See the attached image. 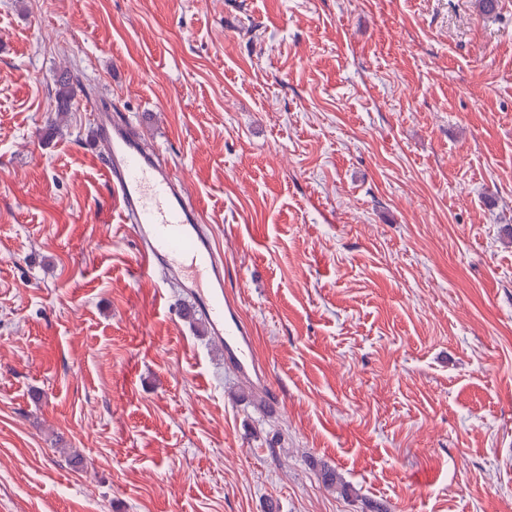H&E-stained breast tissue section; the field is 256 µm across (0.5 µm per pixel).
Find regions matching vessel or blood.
<instances>
[{
	"instance_id": "vessel-or-blood-1",
	"label": "vessel or blood",
	"mask_w": 512,
	"mask_h": 512,
	"mask_svg": "<svg viewBox=\"0 0 512 512\" xmlns=\"http://www.w3.org/2000/svg\"><path fill=\"white\" fill-rule=\"evenodd\" d=\"M95 119L110 200L139 246V275L159 286L160 298H167L174 284L189 294L193 313L204 317L223 345L225 363L252 382L269 407H278L279 394L257 368L253 330L224 298V257L214 235L203 228L200 207L186 202L170 167L142 150L131 124L103 111Z\"/></svg>"
}]
</instances>
